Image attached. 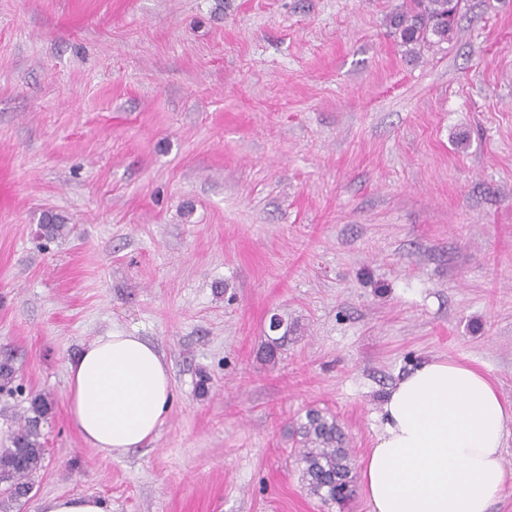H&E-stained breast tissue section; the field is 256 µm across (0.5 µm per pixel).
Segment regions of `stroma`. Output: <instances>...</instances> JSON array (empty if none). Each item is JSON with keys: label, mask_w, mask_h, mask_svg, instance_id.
Returning <instances> with one entry per match:
<instances>
[{"label": "stroma", "mask_w": 512, "mask_h": 512, "mask_svg": "<svg viewBox=\"0 0 512 512\" xmlns=\"http://www.w3.org/2000/svg\"><path fill=\"white\" fill-rule=\"evenodd\" d=\"M404 4L0 0V448L49 402L12 512H370L307 495L308 409L358 462L423 359L512 401V0H463L416 52L387 25ZM46 213L65 236L38 237ZM114 329L160 347L174 402L106 454L70 423L67 362ZM39 512H109L105 502L91 494L53 495L42 499Z\"/></svg>", "instance_id": "obj_1"}]
</instances>
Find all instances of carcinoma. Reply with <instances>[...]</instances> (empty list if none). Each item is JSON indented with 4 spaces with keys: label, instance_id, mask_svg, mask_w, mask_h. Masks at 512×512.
I'll return each instance as SVG.
<instances>
[{
    "label": "carcinoma",
    "instance_id": "carcinoma-1",
    "mask_svg": "<svg viewBox=\"0 0 512 512\" xmlns=\"http://www.w3.org/2000/svg\"><path fill=\"white\" fill-rule=\"evenodd\" d=\"M461 0H408L405 8L390 17V26L401 43L434 46L449 41L455 31ZM66 225L56 217H45L42 234L55 238ZM15 368L11 360H0V394L12 395ZM49 403L36 396L30 400L24 426L12 440V447L0 450V512H10L13 504L33 490L32 477L41 468L45 456L40 422ZM306 421L298 424L300 448L296 453L301 481L307 492L322 505L343 507L353 496V459L347 439L336 418L319 409H310Z\"/></svg>",
    "mask_w": 512,
    "mask_h": 512
}]
</instances>
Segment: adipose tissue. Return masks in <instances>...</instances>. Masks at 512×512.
Returning a JSON list of instances; mask_svg holds the SVG:
<instances>
[{
    "instance_id": "1",
    "label": "adipose tissue",
    "mask_w": 512,
    "mask_h": 512,
    "mask_svg": "<svg viewBox=\"0 0 512 512\" xmlns=\"http://www.w3.org/2000/svg\"><path fill=\"white\" fill-rule=\"evenodd\" d=\"M67 380L71 423L101 451L144 446L171 411L169 366L134 331L86 344ZM380 416L359 473L371 512H490L512 482L503 455L512 402L481 370L424 360L387 391Z\"/></svg>"
}]
</instances>
